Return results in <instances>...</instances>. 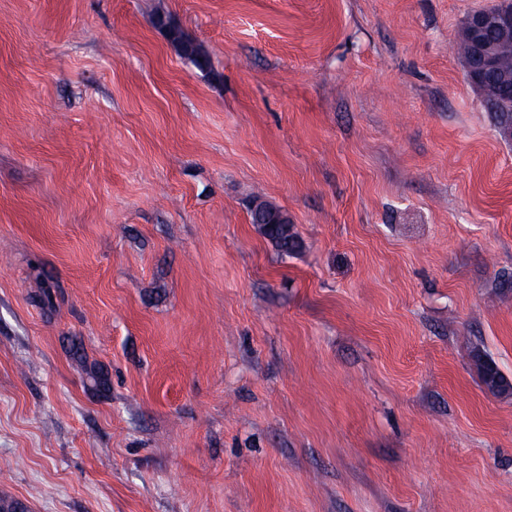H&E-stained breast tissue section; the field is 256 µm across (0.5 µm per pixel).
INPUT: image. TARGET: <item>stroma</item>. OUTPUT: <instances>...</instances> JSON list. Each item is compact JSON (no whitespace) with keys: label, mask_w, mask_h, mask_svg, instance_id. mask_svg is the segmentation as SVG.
Wrapping results in <instances>:
<instances>
[{"label":"stroma","mask_w":512,"mask_h":512,"mask_svg":"<svg viewBox=\"0 0 512 512\" xmlns=\"http://www.w3.org/2000/svg\"><path fill=\"white\" fill-rule=\"evenodd\" d=\"M493 2L0 0V496L512 512ZM510 20L512 22V13L510 16L506 4L495 11L492 9L477 10L466 19L467 27L475 36L473 63L484 72H491L495 69L497 55L486 51L487 48L484 46L483 35L496 24L506 27ZM255 217V223L265 224L266 236L275 243L279 251L288 254V251L294 246V235L291 233L290 224H272L274 222L281 223V221L275 217H263L258 213H255ZM472 360L478 366L482 381L488 391L495 395H511L512 385L507 387L505 378L500 374L494 364L483 356L479 351L472 354Z\"/></svg>","instance_id":"stroma-1"}]
</instances>
